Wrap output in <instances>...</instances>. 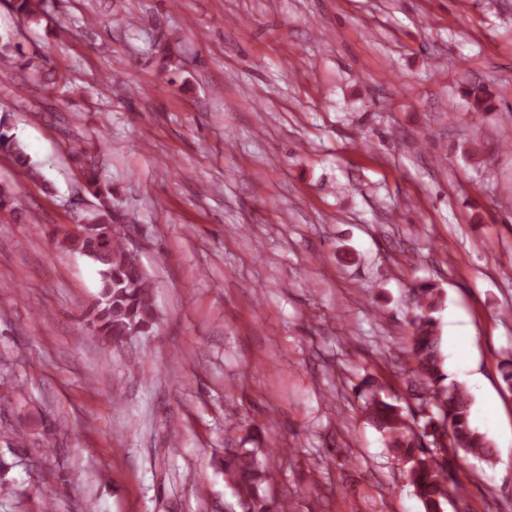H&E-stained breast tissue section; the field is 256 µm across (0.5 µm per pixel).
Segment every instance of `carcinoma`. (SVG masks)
Instances as JSON below:
<instances>
[{
	"instance_id": "cac0c4a2",
	"label": "carcinoma",
	"mask_w": 512,
	"mask_h": 512,
	"mask_svg": "<svg viewBox=\"0 0 512 512\" xmlns=\"http://www.w3.org/2000/svg\"><path fill=\"white\" fill-rule=\"evenodd\" d=\"M44 0H12L11 7L28 23H38L44 14ZM463 96L474 112L493 110L491 96L482 84L463 90ZM0 153L8 156L14 166L35 180L41 177L22 143L4 119H0ZM83 191L95 202L84 223L113 224L112 187L100 178L96 160L87 153H75ZM61 245L83 254L97 268L101 291L88 315L97 333L119 345L133 329L149 335L157 325L152 283L140 265L126 259V238L113 230L106 250L93 252V231L84 229L81 239L64 237ZM415 314L408 356L410 371L421 384L417 394L423 425L415 429L407 423L397 406L380 398V393L368 390L364 404L366 418L382 434L394 457L409 466L413 493L424 512H444L450 490L455 488L456 469L462 456L471 455L493 463L496 460L494 443L470 422L471 395L461 385L448 381L440 351V336L434 313L442 307V291L432 283H419L412 288ZM271 448H226L218 461L227 479L237 491L247 512H284L287 502L279 504L259 495L262 484L275 481V471L269 464Z\"/></svg>"
}]
</instances>
